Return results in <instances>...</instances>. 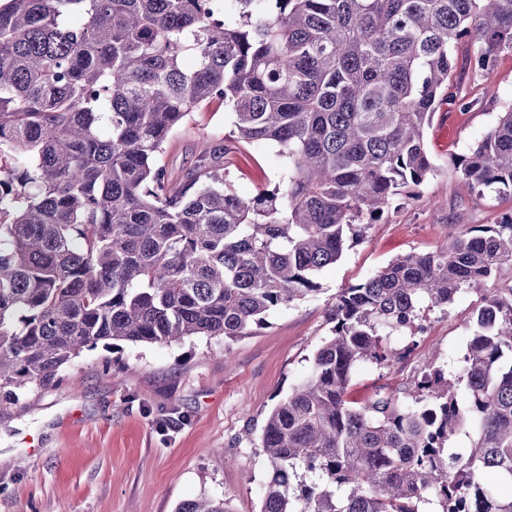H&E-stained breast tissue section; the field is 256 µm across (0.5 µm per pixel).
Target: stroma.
Here are the masks:
<instances>
[{"mask_svg": "<svg viewBox=\"0 0 512 512\" xmlns=\"http://www.w3.org/2000/svg\"><path fill=\"white\" fill-rule=\"evenodd\" d=\"M454 78L472 106L448 109L455 131L438 117L428 128L438 174L407 187L408 204L318 272L320 294L279 309L267 325L230 343L202 336L83 351L63 369L62 384L29 388L0 413V512H176L200 496L225 499L230 512H260L269 472L262 430L330 336L328 301L397 256L440 249L451 233L512 215L511 194L469 195L453 166L512 101V55L501 54L485 76L460 57ZM229 130L223 102L204 104L173 132L161 162L173 180H185L199 152ZM281 171L274 146L247 147L227 180L250 198L272 188ZM477 304L463 293L431 312L433 333L424 345L395 337L396 349L411 357L384 369L358 368L346 399L362 403L378 386L401 388L432 352L456 373Z\"/></svg>", "mask_w": 512, "mask_h": 512, "instance_id": "stroma-1", "label": "stroma"}]
</instances>
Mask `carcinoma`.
I'll return each instance as SVG.
<instances>
[{
    "instance_id": "1",
    "label": "carcinoma",
    "mask_w": 512,
    "mask_h": 512,
    "mask_svg": "<svg viewBox=\"0 0 512 512\" xmlns=\"http://www.w3.org/2000/svg\"><path fill=\"white\" fill-rule=\"evenodd\" d=\"M481 71L512 53V0H0V409L99 343L234 340L320 291L316 275L401 189L436 175L424 137L459 47ZM231 114L186 180L160 163L204 101ZM275 144L280 181L225 179ZM453 164L512 193V103ZM512 216L394 258L329 306L331 335L267 417L260 512H512ZM471 290L450 378L345 399L386 339ZM466 384L458 399L456 386ZM466 452L445 453L458 431ZM176 512H229L201 497Z\"/></svg>"
}]
</instances>
